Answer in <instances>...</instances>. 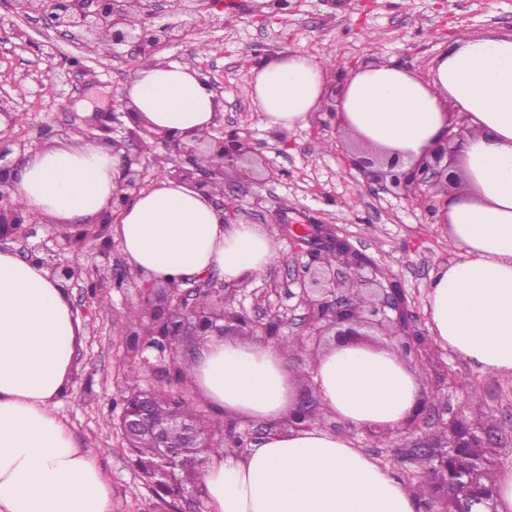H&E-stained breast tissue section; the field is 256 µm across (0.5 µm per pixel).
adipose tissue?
I'll return each instance as SVG.
<instances>
[{
	"label": "adipose tissue",
	"mask_w": 512,
	"mask_h": 512,
	"mask_svg": "<svg viewBox=\"0 0 512 512\" xmlns=\"http://www.w3.org/2000/svg\"><path fill=\"white\" fill-rule=\"evenodd\" d=\"M328 65L289 51L253 68L262 125L304 126L318 109ZM144 125L196 137L221 104L188 61L149 60L126 90ZM340 124L410 162L455 113L471 130L457 157L462 192L448 199V234L462 249L428 284V327L442 349L484 373H512V33L449 44L422 80L394 62L344 81ZM120 150L50 140L28 153L8 205L46 224H77L112 198ZM113 232L146 280L177 283L211 271L225 281L263 274L277 242L258 224H228L209 195L168 176L138 192ZM84 329L60 280L0 249V512H112L96 457L78 448L56 409ZM285 346L205 337L188 374L217 414L275 424L310 381L322 414L351 427L397 430L421 399V379L390 345L334 346L302 369ZM211 512H420L423 498L390 466L319 422L275 430L239 455L201 465Z\"/></svg>",
	"instance_id": "ef3b65f1"
}]
</instances>
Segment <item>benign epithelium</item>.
Wrapping results in <instances>:
<instances>
[{"mask_svg":"<svg viewBox=\"0 0 512 512\" xmlns=\"http://www.w3.org/2000/svg\"><path fill=\"white\" fill-rule=\"evenodd\" d=\"M13 6L24 12L43 16L55 34L71 43L82 45L94 39L99 30L111 32L108 51L111 54L122 48L133 51L136 57L152 56L165 45L183 41L186 36L204 27L224 23V0H171L168 8H145L143 25L132 28L125 22L127 0H12ZM129 119L133 127L125 126ZM123 129L132 140L140 139L145 129L138 125L131 112L128 98L121 94L114 99L112 111L96 117L95 125L84 135L90 141L108 144L110 133ZM471 134L466 120L460 117L452 122L441 139L406 171L399 170L398 159L383 160L355 143H350L353 157L350 163L369 184L379 192L394 194L401 191L414 199L422 197L425 208L437 213L446 207L444 197L453 189L454 175L451 165L457 157L464 138ZM150 137L168 149L174 150L179 161L174 165L173 178L194 184L207 192L210 179L217 172L232 168L255 186L264 184V178L253 166L250 154L255 147L237 129L216 128V134L206 132L192 144L164 133ZM33 145L0 131V196L14 188L18 167L26 152ZM146 166L140 152L126 151L122 160L121 177L108 208L89 218L87 223L99 237L108 230L114 216L122 213L132 195L144 185ZM29 223L19 210L0 211V242L25 237L16 234L13 227ZM289 239L297 253L306 258L302 270L296 271L288 289V299L296 303L288 307L269 301V292L255 300L266 301L264 318L253 317L243 305L227 306L225 297L235 294L244 282L226 283L220 288L209 287L210 276L199 279L200 287L192 289L194 298L180 292L177 286L155 288L148 284L141 302L149 319L150 336L159 338L156 345L145 344L136 350L139 363L147 368L154 362L163 363L169 350L186 339L207 336L216 331L224 336H267L276 338L288 334L302 344L320 342L331 336L337 343L357 341L364 335L385 336L396 341V349L407 364L423 374H429L430 357L425 346V333L415 325L403 289L389 279L375 263L357 251L347 237L324 224H313L307 231L295 230ZM29 260L43 265L51 276L70 280L77 271L55 261L51 250L44 256L35 253ZM302 315H295L296 310ZM156 352L155 357L145 354ZM170 396L155 390H142L136 406L121 415L119 428L125 441L140 433L154 437L160 448L157 477L160 481L170 478L173 466L192 469L196 461L188 455V448H207L213 444L212 434L196 421L172 416L170 423L155 424L153 413L159 400ZM314 412L312 399L302 396L288 415V420L278 428L299 429L308 425ZM448 414V402L430 405L421 400L419 408L404 422L398 433L410 437L427 420L443 421ZM499 441V434L483 432L464 419L453 418L448 424V434L441 439L411 441L410 455H421L427 460L429 472L445 485L443 499H448L461 479L448 478L446 461L453 448H487ZM454 512H495V494L489 493L472 500L461 499Z\"/></svg>","mask_w":512,"mask_h":512,"instance_id":"1","label":"benign epithelium"}]
</instances>
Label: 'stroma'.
Returning <instances> with one entry per match:
<instances>
[{"instance_id": "stroma-1", "label": "stroma", "mask_w": 512, "mask_h": 512, "mask_svg": "<svg viewBox=\"0 0 512 512\" xmlns=\"http://www.w3.org/2000/svg\"><path fill=\"white\" fill-rule=\"evenodd\" d=\"M258 3L226 0L223 26L192 32L157 53L165 61H193L216 85L222 124L249 135L270 167L280 172L261 189L240 191L233 201L232 223L265 226L278 244L275 262L250 280L237 300L249 308L253 293L287 286L298 256L286 225L330 224L402 284L420 328H427V285L460 254L446 227L403 196L375 193L349 166L333 134L316 122L281 138L273 136L254 110L247 76L280 53L307 50L331 61L333 86L343 72L370 61L399 62L426 80L449 41L488 31L511 33L512 0H291V12L277 19L259 18ZM50 44L59 64L52 73L40 55ZM73 56L80 59L81 69L65 66ZM138 70L133 55L110 56L69 44L55 36L43 17L16 15L0 5V101L15 113L12 132L21 138L80 143L78 129L96 113L110 111L115 95L125 91ZM27 229L24 240L10 244L17 256L44 245L54 249L57 262L81 271L65 283L85 336L59 415L78 447L102 465L112 486V512H176V503L160 501L131 464L118 427V402L130 389L151 387L186 396L203 410L208 404L190 378L175 379L163 367L147 369L135 359L144 338L136 334L128 312L141 302L142 278L114 236L88 239L76 248L65 245L69 231L64 226L34 222ZM116 272L129 277L128 287H113ZM432 353L456 378L448 392L451 415L465 419L473 412L483 414L503 435L497 447L487 449V457L494 467L512 466V374L480 372L437 347ZM319 423L390 465L409 486L430 482V475L399 458L398 450L406 444L402 436L370 438L332 416Z\"/></svg>"}]
</instances>
